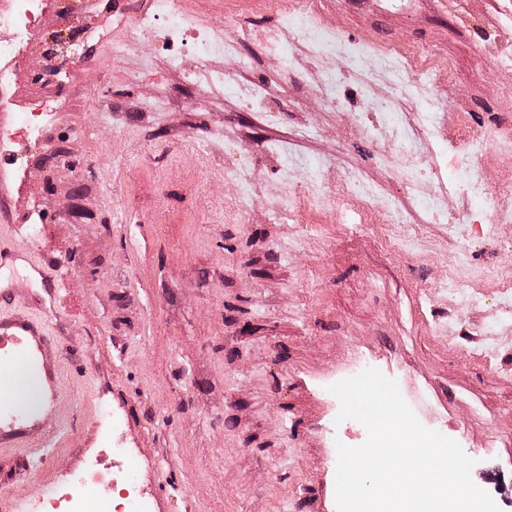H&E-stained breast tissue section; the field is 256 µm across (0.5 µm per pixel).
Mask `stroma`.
<instances>
[{
	"label": "stroma",
	"mask_w": 512,
	"mask_h": 512,
	"mask_svg": "<svg viewBox=\"0 0 512 512\" xmlns=\"http://www.w3.org/2000/svg\"><path fill=\"white\" fill-rule=\"evenodd\" d=\"M59 0H38L41 34L0 82V127L47 101L37 132L0 143V247L62 265L49 298L26 267L0 271L13 309L44 317L61 365L42 464L27 441L0 448V512H34L71 474L72 502L107 512L126 470L148 512H336L338 444L365 428L338 421L332 385L372 367L396 381L427 428L474 459L472 478L512 512V221L469 199L456 104L473 134L512 130V0H325L321 20L360 52L318 74L248 37L277 24L241 13L224 34L279 106L251 111L235 82L186 74L157 44L121 56L107 7L81 0L78 60L48 75ZM427 48L447 62L442 111L373 46ZM335 82L349 108L328 107ZM454 181L439 191L379 126ZM350 176L353 211L326 169ZM512 184V139L479 162ZM404 223H397V216Z\"/></svg>",
	"instance_id": "stroma-1"
}]
</instances>
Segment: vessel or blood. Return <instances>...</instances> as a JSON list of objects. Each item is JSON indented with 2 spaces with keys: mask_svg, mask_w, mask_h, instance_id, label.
I'll return each instance as SVG.
<instances>
[{
  "mask_svg": "<svg viewBox=\"0 0 512 512\" xmlns=\"http://www.w3.org/2000/svg\"><path fill=\"white\" fill-rule=\"evenodd\" d=\"M49 295H57L63 284L57 264H33ZM45 325L23 316L0 318V446L13 444L17 434L27 433L48 439L47 416L53 413L59 394L60 369L47 352ZM22 369L37 370L45 398L44 414L30 415L19 403L17 374Z\"/></svg>",
  "mask_w": 512,
  "mask_h": 512,
  "instance_id": "b4317fda",
  "label": "vessel or blood"
}]
</instances>
